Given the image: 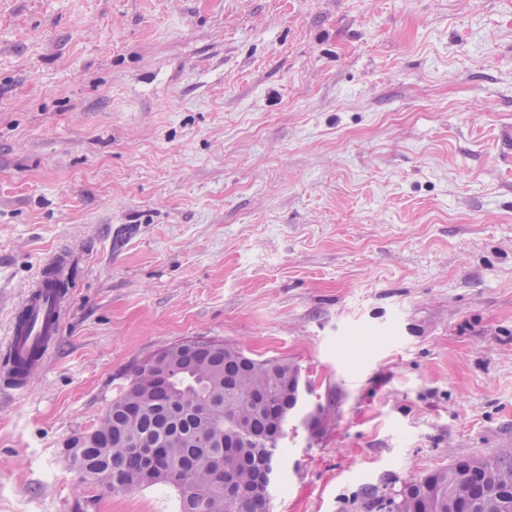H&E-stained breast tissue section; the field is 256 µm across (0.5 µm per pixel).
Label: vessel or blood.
<instances>
[{"mask_svg": "<svg viewBox=\"0 0 512 512\" xmlns=\"http://www.w3.org/2000/svg\"><path fill=\"white\" fill-rule=\"evenodd\" d=\"M76 257L68 251L55 253L46 263L50 277L40 278L15 310L10 340L0 350V391L21 394L40 375L48 355L59 338L67 314L69 294L51 287L50 278L73 277Z\"/></svg>", "mask_w": 512, "mask_h": 512, "instance_id": "obj_1", "label": "vessel or blood"}]
</instances>
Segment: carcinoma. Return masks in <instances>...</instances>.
<instances>
[{
    "label": "carcinoma",
    "instance_id": "cac0c4a2",
    "mask_svg": "<svg viewBox=\"0 0 512 512\" xmlns=\"http://www.w3.org/2000/svg\"><path fill=\"white\" fill-rule=\"evenodd\" d=\"M153 384L134 365L107 409V426L84 432L81 455L69 462L82 482L112 472V481L135 488L165 485L179 493V512H269V492L279 443L289 414L302 403L301 369L288 360H257L207 337H191ZM201 398L212 417L194 407ZM144 448L159 450L153 478L141 479ZM206 455L223 467L195 468ZM180 478L168 479V464ZM366 506L376 512H448L462 499L472 512H512V456H461L448 467L404 484L393 495L370 487Z\"/></svg>",
    "mask_w": 512,
    "mask_h": 512
}]
</instances>
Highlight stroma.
<instances>
[{
  "label": "stroma",
  "mask_w": 512,
  "mask_h": 512,
  "mask_svg": "<svg viewBox=\"0 0 512 512\" xmlns=\"http://www.w3.org/2000/svg\"><path fill=\"white\" fill-rule=\"evenodd\" d=\"M61 249L0 512H179L65 448L195 336L297 363L324 409L271 512L512 454V0H0V345Z\"/></svg>",
  "instance_id": "1"
}]
</instances>
